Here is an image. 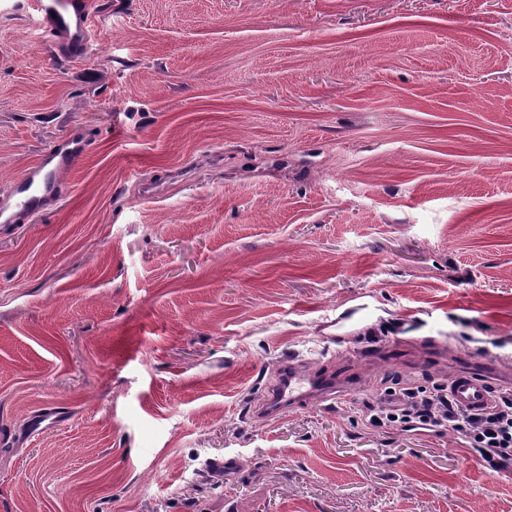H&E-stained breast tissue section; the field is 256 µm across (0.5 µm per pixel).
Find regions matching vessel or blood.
<instances>
[{
    "instance_id": "vessel-or-blood-1",
    "label": "vessel or blood",
    "mask_w": 512,
    "mask_h": 512,
    "mask_svg": "<svg viewBox=\"0 0 512 512\" xmlns=\"http://www.w3.org/2000/svg\"><path fill=\"white\" fill-rule=\"evenodd\" d=\"M95 17L91 0H32L28 24L35 38L54 36L59 57L73 59L93 50L97 42ZM87 147V142L64 137L45 149L31 168L0 192V224H18L27 215L44 210L60 190V173L72 168ZM499 376L495 368L487 372L461 368L449 378L448 394L463 408L486 409L495 393L493 381ZM358 383V377L349 371L335 375L306 370L289 361L268 385L258 410L265 417L276 418L308 403L336 400Z\"/></svg>"
}]
</instances>
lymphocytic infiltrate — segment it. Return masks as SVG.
<instances>
[{"label":"lymphocytic infiltrate","instance_id":"lymphocytic-infiltrate-1","mask_svg":"<svg viewBox=\"0 0 512 512\" xmlns=\"http://www.w3.org/2000/svg\"><path fill=\"white\" fill-rule=\"evenodd\" d=\"M370 425L393 426L409 431L447 427L485 468L512 472V389L497 393L494 404L482 412L456 406L444 384L424 388L410 384L384 408L370 412Z\"/></svg>","mask_w":512,"mask_h":512}]
</instances>
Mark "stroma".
Returning a JSON list of instances; mask_svg holds the SVG:
<instances>
[{
  "mask_svg": "<svg viewBox=\"0 0 512 512\" xmlns=\"http://www.w3.org/2000/svg\"><path fill=\"white\" fill-rule=\"evenodd\" d=\"M96 2L64 60L0 0V189L91 143L0 227V512H512L366 418L512 370V0ZM287 358L367 382L253 416ZM87 147L86 141L62 137L45 149L31 168L1 191L0 224H20L27 215L44 210L60 190L59 174L72 168Z\"/></svg>",
  "mask_w": 512,
  "mask_h": 512,
  "instance_id": "35a3bbf8",
  "label": "stroma"
}]
</instances>
